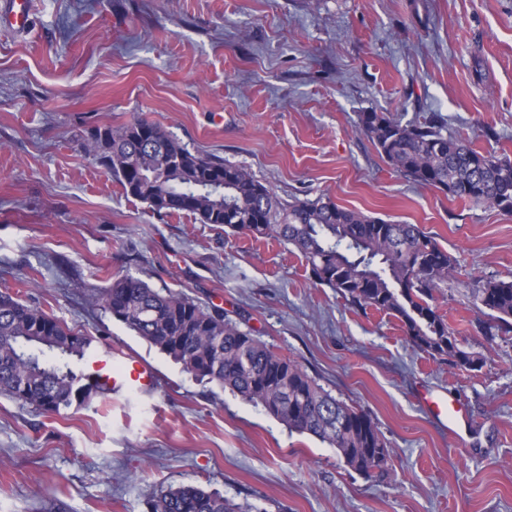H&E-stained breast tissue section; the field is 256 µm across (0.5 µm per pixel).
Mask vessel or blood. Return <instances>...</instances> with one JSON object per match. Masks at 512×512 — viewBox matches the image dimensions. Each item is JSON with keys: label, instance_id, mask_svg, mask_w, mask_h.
<instances>
[{"label": "vessel or blood", "instance_id": "obj_1", "mask_svg": "<svg viewBox=\"0 0 512 512\" xmlns=\"http://www.w3.org/2000/svg\"><path fill=\"white\" fill-rule=\"evenodd\" d=\"M0 19L11 28L27 29L33 19L32 0H0ZM83 374L86 381L100 384L111 394H150L157 388L156 374L149 365L134 358L116 361L111 350L106 348L91 350ZM423 404L430 414L446 418L449 429H460L468 422L465 409L455 401L438 400L427 395Z\"/></svg>", "mask_w": 512, "mask_h": 512}]
</instances>
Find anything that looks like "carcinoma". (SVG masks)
<instances>
[{
    "instance_id": "carcinoma-1",
    "label": "carcinoma",
    "mask_w": 512,
    "mask_h": 512,
    "mask_svg": "<svg viewBox=\"0 0 512 512\" xmlns=\"http://www.w3.org/2000/svg\"><path fill=\"white\" fill-rule=\"evenodd\" d=\"M358 127L396 171L512 215V159L449 134L440 117L404 124L385 112H363ZM96 131L88 154L152 212H186L200 224L288 244L304 257L315 283L352 306L395 316L419 350L464 369L482 367V357L459 347L435 305L457 261L418 225L390 224L321 198L283 201L244 167L192 150L145 119ZM467 293L494 320L487 335L512 332V280L472 276ZM96 304L186 373L262 407L291 432L327 443L353 471L371 478L386 467L391 450L367 413L337 399L223 309L131 275L115 278ZM91 344L85 333L0 293V395L56 414L83 405L93 393L108 397L94 392L77 367ZM338 418L339 433L331 429ZM148 512L243 508L217 492L182 486L156 494Z\"/></svg>"
}]
</instances>
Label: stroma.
Wrapping results in <instances>:
<instances>
[{"instance_id": "35a3bbf8", "label": "stroma", "mask_w": 512, "mask_h": 512, "mask_svg": "<svg viewBox=\"0 0 512 512\" xmlns=\"http://www.w3.org/2000/svg\"><path fill=\"white\" fill-rule=\"evenodd\" d=\"M368 110L436 113L512 157V0H36L27 31L0 27V292L158 380L154 395L63 415L0 395V512H147L186 485L260 512H512V333L486 335L464 287L512 279V215L394 171L357 128ZM137 118L281 199L419 225L458 260L436 306L483 367L429 356L394 316L351 308L298 251L127 197L84 144ZM125 274L246 319L356 403L391 450L386 475H358L98 309ZM426 393L464 406L462 435Z\"/></svg>"}]
</instances>
